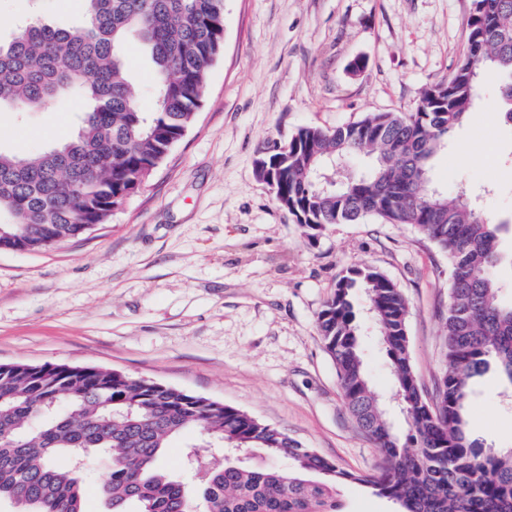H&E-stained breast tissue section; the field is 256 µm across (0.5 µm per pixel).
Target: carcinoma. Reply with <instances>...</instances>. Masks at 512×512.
Segmentation results:
<instances>
[{
    "instance_id": "carcinoma-1",
    "label": "carcinoma",
    "mask_w": 512,
    "mask_h": 512,
    "mask_svg": "<svg viewBox=\"0 0 512 512\" xmlns=\"http://www.w3.org/2000/svg\"><path fill=\"white\" fill-rule=\"evenodd\" d=\"M84 22L64 29L32 19L0 40V112H36L76 96L88 112L69 139L35 154L0 149V226L32 252L83 235L112 214L165 160L201 107L208 69L224 48L225 0H82ZM150 53L154 107L145 112L124 46ZM500 74L512 114V0H472L464 60L421 91L412 112H372L324 129L300 128L287 150L261 151L256 175L311 241L326 226L374 217L407 224L448 259L444 370L434 400L422 392L409 351V302L384 273L354 265L317 315L341 395L381 464L372 474L339 469L314 449L238 408L116 370L65 363L0 364V503L10 512H84L85 470L110 463L106 512H340L336 486L354 483L397 512H512V451L491 453L467 428L471 383L490 365L512 383V302L497 277L499 227L465 191L420 194L406 182L412 158H432L482 98L477 69ZM371 158L358 171L355 156ZM362 295L408 418L400 436L371 386ZM193 432L188 485L160 460L169 440ZM261 448L288 469L228 459Z\"/></svg>"
}]
</instances>
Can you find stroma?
<instances>
[{
	"label": "stroma",
	"instance_id": "stroma-1",
	"mask_svg": "<svg viewBox=\"0 0 512 512\" xmlns=\"http://www.w3.org/2000/svg\"><path fill=\"white\" fill-rule=\"evenodd\" d=\"M472 0H225L224 51L206 77L194 123L111 223L39 252H0V363L114 369L244 410L333 461L370 474L380 457L343 402L316 317L345 270L376 267L409 301V350L434 397L444 369L448 260L404 224L369 219L303 236L255 175L260 150L303 126L333 128L371 112L414 111L421 90L465 52ZM37 12L72 28L81 0H0V39ZM151 109L147 50L125 51ZM431 161L433 187L460 182L512 254V124L496 117L497 75ZM80 100L0 112V146L34 153L70 136ZM373 385L399 434L383 353L366 346ZM469 430L512 450V385L473 381Z\"/></svg>",
	"mask_w": 512,
	"mask_h": 512
}]
</instances>
